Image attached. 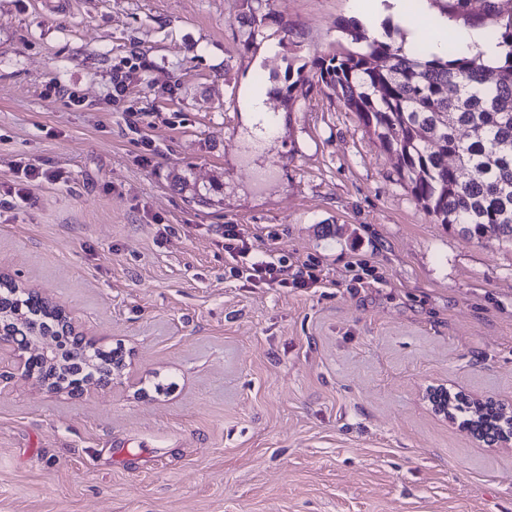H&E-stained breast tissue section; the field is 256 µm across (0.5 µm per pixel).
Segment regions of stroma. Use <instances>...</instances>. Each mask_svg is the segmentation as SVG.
<instances>
[{
	"label": "stroma",
	"mask_w": 512,
	"mask_h": 512,
	"mask_svg": "<svg viewBox=\"0 0 512 512\" xmlns=\"http://www.w3.org/2000/svg\"><path fill=\"white\" fill-rule=\"evenodd\" d=\"M254 3L0 0V273L125 364L90 395L0 385V512H512V446L427 399L512 413V244L433 223L330 89H285L353 48L342 21L407 30L350 0L256 30ZM18 161L61 178L19 201ZM228 224L320 283L234 276Z\"/></svg>",
	"instance_id": "stroma-1"
}]
</instances>
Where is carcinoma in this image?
<instances>
[{"label":"carcinoma","instance_id":"obj_1","mask_svg":"<svg viewBox=\"0 0 512 512\" xmlns=\"http://www.w3.org/2000/svg\"><path fill=\"white\" fill-rule=\"evenodd\" d=\"M429 2L445 18L488 29L504 49L498 62L461 56L452 44L442 57L429 56L422 44L408 53L346 23L341 28L365 48L317 56L310 72L395 158L400 179L434 223L512 244V14L503 16L499 0ZM20 314L31 334L63 331L61 311L38 295L0 299L1 327L15 328ZM70 354L75 372L99 358L105 377L122 359L116 350L72 348ZM453 410L467 429L495 441L491 431L501 412L493 401L461 398Z\"/></svg>","mask_w":512,"mask_h":512}]
</instances>
